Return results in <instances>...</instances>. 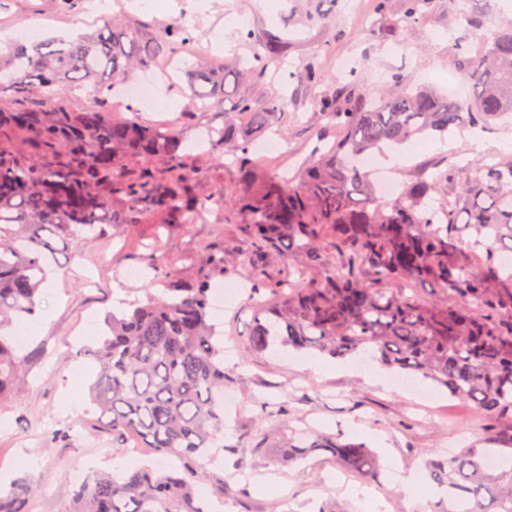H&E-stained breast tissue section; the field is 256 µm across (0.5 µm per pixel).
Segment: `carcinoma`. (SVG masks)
I'll use <instances>...</instances> for the list:
<instances>
[{
	"instance_id": "1",
	"label": "carcinoma",
	"mask_w": 512,
	"mask_h": 512,
	"mask_svg": "<svg viewBox=\"0 0 512 512\" xmlns=\"http://www.w3.org/2000/svg\"><path fill=\"white\" fill-rule=\"evenodd\" d=\"M192 38L179 22L145 40L107 19L85 39L19 43L9 68H0V131L24 136L29 147L26 153L0 148V398L28 361L6 329L36 313L59 242L108 237L114 227L154 216L163 224H193L204 213L178 134L55 104L85 85L104 102L134 69L180 60ZM272 63L260 53L219 67L200 58L185 90L192 106L237 95L236 110L224 113V130L209 144L235 158V213L251 243L245 276L255 277L285 241L288 256L301 258L288 264L274 287L276 304L255 322L252 349L263 352L273 339L334 357L367 353L388 370L445 388L484 417L512 415V324L499 311L512 269L498 262L512 241V157L465 166L448 157L415 171L390 203L379 201L358 165L417 135L442 139L453 128L485 126L512 112V25L498 27L472 62L467 101L412 90L395 74L369 101L347 93L312 102L342 134L290 178L258 171L250 158L253 138L278 125L283 104L253 98L243 82ZM27 96L37 105L16 103ZM129 157L140 164L127 168ZM470 235L478 274L470 264L448 261ZM229 257L224 243L213 242L191 286L156 264L162 291L112 315L91 350L99 365L92 402L110 418L112 446L125 447L132 434L140 447L182 459V472L146 466L119 478L94 472L57 512H208L195 482L207 478L202 459L224 431V337L209 321L210 289ZM366 271L372 279H364ZM391 282L401 287H386ZM423 282L442 289L443 299L423 303L411 289ZM283 448L289 464L328 453L363 475L378 469L367 448L336 436L290 440ZM430 475L448 490L445 512H512V468L490 471L473 448L434 462ZM32 492L27 481L0 490V512H32Z\"/></svg>"
}]
</instances>
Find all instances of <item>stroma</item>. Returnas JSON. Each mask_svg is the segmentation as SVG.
I'll use <instances>...</instances> for the list:
<instances>
[{
    "label": "stroma",
    "mask_w": 512,
    "mask_h": 512,
    "mask_svg": "<svg viewBox=\"0 0 512 512\" xmlns=\"http://www.w3.org/2000/svg\"><path fill=\"white\" fill-rule=\"evenodd\" d=\"M112 15L143 35L173 21L193 30L188 51H201L212 62L226 56L253 55L254 44L241 32L266 31L282 49L278 60L285 69L269 67L245 90L257 98L282 96L281 153L253 154L260 169L270 162L296 158L310 160L316 147L336 139L334 120L315 114L311 102L345 87L370 98L392 73L406 76L414 86L445 91L439 69L458 78L459 98L472 92L470 63L485 49V37L512 22V0H484L487 22L480 35L459 27L456 15L470 9L473 0H428L416 19L404 22L405 0H211L200 12L195 0H115ZM90 0H76L63 9L58 0H0V24L7 30L40 38L69 37L94 31ZM314 65L328 74L311 83L288 65ZM187 75L173 74L155 89L153 107L123 100L110 103L115 122H165L185 143H193L209 127L222 128L227 101L210 100L207 108L190 107L180 91ZM512 153V118L488 130L449 132L446 139L416 137L397 152L376 155L378 166H398L408 179L419 164L444 156L491 163ZM197 185L207 197V212L193 224L145 221L122 228L118 238L78 237L61 245L56 265L41 288L34 318L39 331L27 332L30 354L26 375L0 399V487L20 479L36 489L34 512H48L66 504L78 480L70 472L107 471L121 474L120 464L130 454L113 448L109 433L100 431L99 415L92 412L89 387L98 368L89 352L99 342L108 314L146 300L154 290L155 272L147 257L169 263L182 280H192L198 259L223 225L224 240L237 259H244L249 239L244 224L224 221L238 191L231 157L204 153L193 159ZM124 296L116 298L115 285ZM210 317L224 334L225 389L236 396L224 408V446L215 462L205 463L207 481L197 489L213 496L215 478H223L231 492L223 512H435L446 506V488L433 487L429 497L408 496L403 478L429 483L431 461L450 457L463 448H512V419L482 417L473 406L449 396L447 390L419 380L420 394L395 389L394 373L382 384L366 378L365 370L321 373L306 369L312 351L281 348L256 352L249 345L257 314L248 296L225 299L212 306ZM287 406V417L276 414ZM312 431L339 434L365 444L379 460L378 477L345 478L344 465L318 456L297 466L281 462L288 438Z\"/></svg>",
    "instance_id": "1"
}]
</instances>
